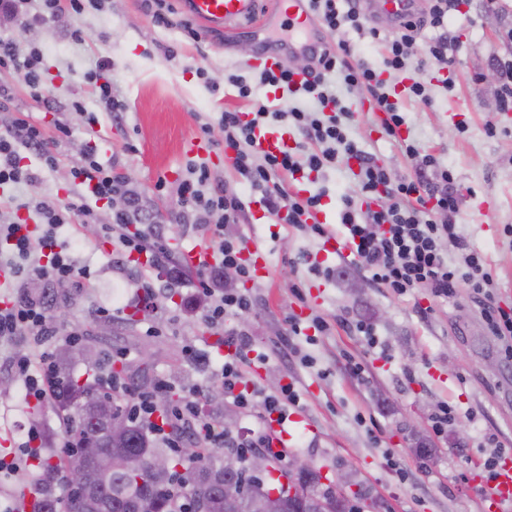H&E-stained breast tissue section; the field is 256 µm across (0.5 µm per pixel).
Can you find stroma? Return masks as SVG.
I'll list each match as a JSON object with an SVG mask.
<instances>
[{"mask_svg": "<svg viewBox=\"0 0 512 512\" xmlns=\"http://www.w3.org/2000/svg\"><path fill=\"white\" fill-rule=\"evenodd\" d=\"M445 27L454 40V69L449 75L434 69L422 73L432 105L409 97L403 84L392 90L406 120L400 137L385 133L382 113L365 107L364 92L340 83L336 95L356 107L345 124L348 138L388 168L392 180L416 172L417 159L400 148L403 138L452 170L463 240L449 244L448 252L454 258L465 248L481 252L497 287L494 305L512 314V109H499V83L486 78L497 59L512 55L506 36L512 0H458ZM76 29L86 37L83 45L71 40ZM9 33L21 51L41 48L44 94L35 98L24 81L0 72V84L8 88L0 114L21 115L40 127L60 162L50 171L26 156L34 181L0 187V198L67 199L71 168L93 142L102 164L132 176L141 210L161 223L172 249L150 270L126 261L97 235L98 224L108 223L113 211L100 201L93 205L97 224H67L57 231L76 267L89 270V277H76L63 288L47 280L10 279L0 285V302L52 296V343L66 341L70 329L80 327L78 347L111 359L113 372L131 390L151 391L163 382L172 402L196 395L201 418L220 427L234 417L231 434L244 444L261 425L224 394L221 373L225 331L245 328L252 343L249 357L261 364L255 387L268 390V375L276 373L279 384L293 385L296 409L314 427L295 433L284 457L308 458L330 478L337 470H351L390 512H485L478 491L484 479L472 463L485 460L493 447L512 449V360L505 358L470 288L458 286L448 299L428 288L397 297L369 272L352 267L347 256L324 252L322 239L251 217L230 231L263 247L269 275L245 282L254 306L244 318L227 317L219 328L206 318L209 300L196 286L195 269L181 257L182 248L202 239L191 218L182 216L176 188L191 167L203 163L212 173V188L250 198V188L224 159L217 129L222 112L247 111L252 99L269 94L256 85L246 100L226 80L231 73L254 75L262 33L232 27L196 41L155 23L143 0H106L104 10L34 21ZM100 57L112 61V93L121 111L99 107L84 78ZM75 99L82 100L86 115L69 111ZM64 125L70 135L61 133ZM204 125L211 135L201 133ZM490 126L495 135L487 134ZM192 138L202 141L203 152L184 150V141ZM356 184L343 165L326 169L311 184V191L325 194L328 232L343 234L342 197ZM174 266L182 268L183 281L171 280ZM326 267L333 276L323 275ZM144 274L154 284L155 309L134 321L135 284ZM316 316L330 322L329 333L290 332V319H300L306 328ZM359 321L372 325L379 347L354 331ZM20 347L37 354L40 339L0 341V380L8 383L0 391V455L16 452L34 425L42 430V447L64 444L65 426L52 403L22 400L24 384L10 368ZM302 352L312 356L311 365L300 362ZM349 358L362 365L361 375L345 369ZM443 404L456 409L457 419L444 433L431 434V455L421 460L417 431L430 428Z\"/></svg>", "mask_w": 512, "mask_h": 512, "instance_id": "obj_1", "label": "stroma"}]
</instances>
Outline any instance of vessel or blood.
Listing matches in <instances>:
<instances>
[{"mask_svg":"<svg viewBox=\"0 0 512 512\" xmlns=\"http://www.w3.org/2000/svg\"><path fill=\"white\" fill-rule=\"evenodd\" d=\"M259 0H182L184 11L203 30L238 26L244 22L256 24L268 34L272 44L262 59L267 69L286 63L295 52L319 53L323 40L319 37L318 20L309 0H273L270 14H260ZM371 20L387 16L392 27H399L405 17L416 10L418 0H361ZM261 149L279 152L289 147L287 132L272 128L255 131ZM512 501V458L501 461L493 478L492 489L485 496L486 512H498L502 501Z\"/></svg>","mask_w":512,"mask_h":512,"instance_id":"vessel-or-blood-1","label":"vessel or blood"}]
</instances>
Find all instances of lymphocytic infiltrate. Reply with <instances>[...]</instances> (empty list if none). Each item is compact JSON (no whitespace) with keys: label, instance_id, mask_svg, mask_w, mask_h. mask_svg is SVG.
Instances as JSON below:
<instances>
[{"label":"lymphocytic infiltrate","instance_id":"1","mask_svg":"<svg viewBox=\"0 0 512 512\" xmlns=\"http://www.w3.org/2000/svg\"><path fill=\"white\" fill-rule=\"evenodd\" d=\"M310 4L326 35L352 29L382 44L384 68L379 71L365 65L352 66L348 61L350 44L344 41L326 44L313 56L311 67L305 70L307 79L302 89L292 92L290 101L253 100L249 112L224 111L220 130L225 147L233 152L232 167L253 191L260 193L267 213L277 223L321 236L325 233L323 226L311 223L310 217L320 209L322 193L303 197L288 191L284 183L301 171L318 174L341 160L355 161L358 190L343 197L341 212L346 239L353 246L354 265L370 271L374 281L398 295L429 288L436 296L448 298L459 283H467L483 306L492 334L511 344L512 316L494 312L491 301L495 284L486 270L484 256L477 251L468 252L458 260L448 255L447 245L459 240L460 230L458 224L440 221L438 215L458 210L452 172L439 166L434 157L420 155L418 148L409 144L406 152L421 156L422 167L414 176L391 184L387 168L365 156L348 139L343 122L353 118L354 113L337 98L331 81L332 74L337 73L347 89L365 90L384 113L387 133L396 135L404 119L397 102L390 99L387 77L410 70L422 73L432 67L451 70L454 64L451 42L442 28L449 11L456 9L457 0H430L426 11L412 17L388 37L366 21L354 0H310ZM88 8L103 10L104 0H0V15L12 17L21 27L35 19L55 18L65 11L78 15ZM427 28L434 29L436 35L421 40L420 35ZM417 43L422 49L415 57L410 50ZM42 58L40 48L31 47L23 54L13 37L0 35V70L15 72L37 97L42 94ZM283 121L301 133L302 142L295 149L279 153L262 150L255 139L256 129ZM26 151L38 154L46 168H54L56 157L38 126L19 118H1L0 186L33 181V174L22 164V154ZM72 176L73 199L24 202V209L39 219L41 234H34L28 224L15 220L0 224V245L7 252L0 267L7 269L10 277L67 282L77 276L68 247L59 242L57 230L66 224L95 223L96 215L88 207L87 198L98 201L111 198L122 179L98 161L95 149L90 146L85 148ZM210 181L207 167L193 168L178 189V200L183 212L193 217L197 231L208 240L212 251L211 262L200 270L199 285L202 293L211 299L208 320L217 327L223 325L226 317L249 313L253 300L231 288L216 291L215 281L227 269L235 270L244 279L252 278L253 271L242 256L245 237L226 231L228 225L245 221L247 205L239 197L213 192ZM384 193L389 200L383 205L379 197ZM139 216L138 198L136 194H128L124 208L115 211L111 221L100 226V233L115 243L125 257L138 255L145 264L153 266L158 262V226L148 220L136 232H129V224ZM48 320L49 310L43 300L26 297L13 300L0 308V340L44 335ZM227 344L234 347L235 354L224 361L222 381L225 392L233 395L239 407L259 409L260 418L265 421L272 415L284 414L289 405L297 403L298 395L288 384L276 393L263 395L243 387L239 361L252 344L243 332L233 334ZM12 366L24 381L25 400L45 402L52 397L55 360L51 349L42 350L34 358H14ZM129 411L137 420L151 421L153 433L162 436L172 448L179 447L184 428L196 422L199 415L197 401L190 397L170 418L154 422L156 402L148 394L133 398Z\"/></svg>","mask_w":512,"mask_h":512}]
</instances>
